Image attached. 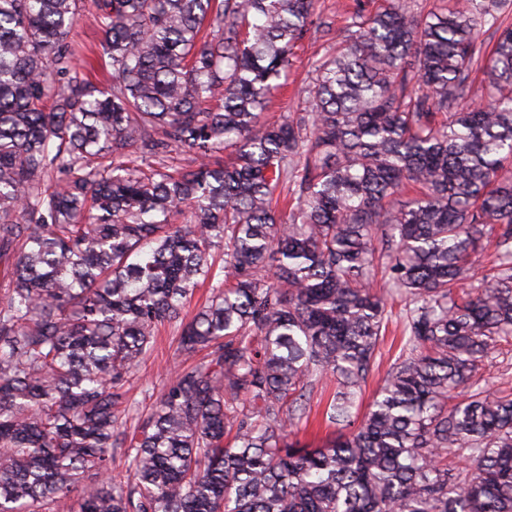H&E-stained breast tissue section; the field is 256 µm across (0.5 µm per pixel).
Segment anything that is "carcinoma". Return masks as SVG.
Wrapping results in <instances>:
<instances>
[{"label":"carcinoma","mask_w":512,"mask_h":512,"mask_svg":"<svg viewBox=\"0 0 512 512\" xmlns=\"http://www.w3.org/2000/svg\"><path fill=\"white\" fill-rule=\"evenodd\" d=\"M316 3L0 0V512H512V394L457 398L512 338L506 0L356 9L311 110L269 122ZM395 295L405 348L359 419ZM165 324L208 360L129 432ZM327 375L346 432L301 448ZM102 37V30L94 16L91 14L83 16L72 33V44L77 56L79 58L91 56L90 50L98 47Z\"/></svg>","instance_id":"carcinoma-1"}]
</instances>
